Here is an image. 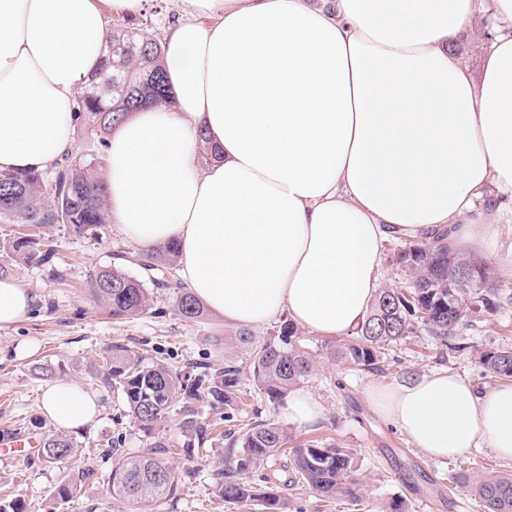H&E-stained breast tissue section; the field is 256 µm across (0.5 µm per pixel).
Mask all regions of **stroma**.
<instances>
[{
  "label": "stroma",
  "mask_w": 512,
  "mask_h": 512,
  "mask_svg": "<svg viewBox=\"0 0 512 512\" xmlns=\"http://www.w3.org/2000/svg\"><path fill=\"white\" fill-rule=\"evenodd\" d=\"M22 234L52 242L58 251L56 264L36 267L15 261L4 243ZM138 253L109 224L79 234L65 224L0 222V266L37 297L27 320L0 328V439L12 434L36 438L53 429L40 411L47 381L33 373L36 364L94 392L100 407L93 423L71 433L79 448L73 466L96 473L81 494L65 502L57 498L63 463L46 462L28 449L16 451L13 459H0V503L21 502L25 512H108L104 479L112 460L105 453L106 442L120 440L130 454L150 444L128 416L120 393L100 386L92 376L112 345L147 347L180 368L192 362L223 366L224 336L233 327L222 317L208 311L198 322H185L173 296L157 293L147 313L118 322L94 301L88 271ZM473 253L496 270L504 301L497 313L462 331L464 351L437 347L422 336L392 347L382 372H368L336 358L340 337L300 330L299 343L316 363L302 386L320 401L325 415L315 427L292 425L288 432L298 442L321 438L351 449L357 459V489L355 497L333 500L305 487L289 490L291 512H383L394 499L403 501L408 512H487L473 485L488 475L511 473V461L486 448L454 460L427 458L403 432L383 422L369 403L371 388H397L443 369L480 389L496 383L494 374L475 364L470 349L512 346V266L498 262L488 249L477 247ZM224 448V436L217 431L202 447L172 456L178 489L158 512H240L210 490V475L223 462Z\"/></svg>",
  "instance_id": "35a3bbf8"
}]
</instances>
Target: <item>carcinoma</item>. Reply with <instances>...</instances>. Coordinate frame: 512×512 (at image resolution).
<instances>
[{
  "mask_svg": "<svg viewBox=\"0 0 512 512\" xmlns=\"http://www.w3.org/2000/svg\"><path fill=\"white\" fill-rule=\"evenodd\" d=\"M172 104L163 46L155 35L138 27L118 25L107 34L106 65L80 88L75 125L89 135L84 154H71L48 170L0 175V220L22 224L62 222L76 232L102 227L109 219L107 187L97 173L112 131L142 103ZM27 264L50 265L56 257L53 245L42 239L19 237L10 245ZM178 244L171 241L154 248L137 261L138 276L120 266L99 267L89 272V288L109 315L123 320L151 308L147 283L176 300L183 320L196 322L204 306L174 276ZM395 263L409 277L404 288L379 289L369 315L357 335L335 349L336 357L360 370L378 371L385 351L409 338L426 336L443 346L501 307L495 270L481 259L460 251L442 232L430 240L409 241L394 253ZM297 326L283 322L276 336L254 341L239 329L224 337V366L192 364L183 370L148 359L124 345L107 351L105 366L93 375L122 395L128 415L140 431L155 437L150 449L129 455L109 446L112 469L106 478V495L127 512H152L157 503L177 490V477L165 456L173 444L160 435L174 413L182 447L190 451L209 438L206 410H224V466L213 470L212 492L226 503L247 506L259 501L264 512H288L283 488L302 484L325 498L354 496L350 473L354 454L321 439L309 440L290 450L287 428L274 419L234 423V411L245 392L243 375L252 379L259 393L280 404L288 393L309 377L314 363L296 343ZM475 362L504 381H512V348L476 350ZM38 455L63 462L77 454V446L63 431H53L40 443ZM285 455L282 471L289 474L277 486L259 473L270 458ZM93 476L89 469H71L57 490L60 499L81 491ZM488 512H512V474L485 477L476 485Z\"/></svg>",
  "mask_w": 512,
  "mask_h": 512,
  "instance_id": "carcinoma-1",
  "label": "carcinoma"
}]
</instances>
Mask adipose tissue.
<instances>
[{
    "mask_svg": "<svg viewBox=\"0 0 512 512\" xmlns=\"http://www.w3.org/2000/svg\"><path fill=\"white\" fill-rule=\"evenodd\" d=\"M145 2L0 0V173L47 169L71 148L108 18ZM177 2L163 39L174 102L114 130L103 179L118 233L145 252L177 241L179 278L215 314L351 336L386 239L497 236L512 211V0ZM479 17L493 37L475 73L454 46ZM35 302L0 279V328ZM370 405L429 458L512 460L511 383L481 393L440 370L373 390ZM41 409L61 431L98 414L67 380ZM280 413L305 428L324 408L296 389Z\"/></svg>",
    "mask_w": 512,
    "mask_h": 512,
    "instance_id": "ef3b65f1",
    "label": "adipose tissue"
}]
</instances>
